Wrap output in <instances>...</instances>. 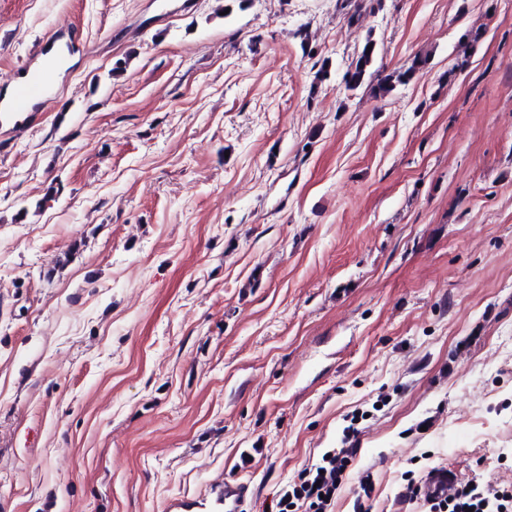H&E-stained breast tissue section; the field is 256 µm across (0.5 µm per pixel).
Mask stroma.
Returning <instances> with one entry per match:
<instances>
[{
    "label": "stroma",
    "mask_w": 512,
    "mask_h": 512,
    "mask_svg": "<svg viewBox=\"0 0 512 512\" xmlns=\"http://www.w3.org/2000/svg\"><path fill=\"white\" fill-rule=\"evenodd\" d=\"M68 26L0 122V512H266L352 422L332 512L512 490V0H0V79ZM41 41L35 46L30 57L19 67L11 93L0 96V115L33 112L46 106L51 100V91L56 82L57 70L47 61L51 55L58 58L73 49L72 42L55 38L52 43ZM368 46H372V50H368ZM374 56L375 42L370 37L366 38L356 59L351 62L343 75L346 90H356L362 86ZM427 63L426 58L414 57L411 64L400 70L393 71L379 79L377 84L373 87L374 95L384 98L389 95L398 84H405L409 82L422 67ZM251 487L246 482L224 481L214 502L212 512H243V504L250 497Z\"/></svg>",
    "instance_id": "obj_1"
}]
</instances>
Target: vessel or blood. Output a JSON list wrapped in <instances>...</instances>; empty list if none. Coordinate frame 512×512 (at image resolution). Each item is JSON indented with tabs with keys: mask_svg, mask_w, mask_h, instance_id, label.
<instances>
[{
	"mask_svg": "<svg viewBox=\"0 0 512 512\" xmlns=\"http://www.w3.org/2000/svg\"><path fill=\"white\" fill-rule=\"evenodd\" d=\"M72 48V43L59 37L38 43L20 66L10 94L0 96V114H21L46 106L57 78L55 67L48 64L47 59L52 55L62 56ZM250 494L248 483L224 482L215 498L213 512H243Z\"/></svg>",
	"mask_w": 512,
	"mask_h": 512,
	"instance_id": "1",
	"label": "vessel or blood"
}]
</instances>
